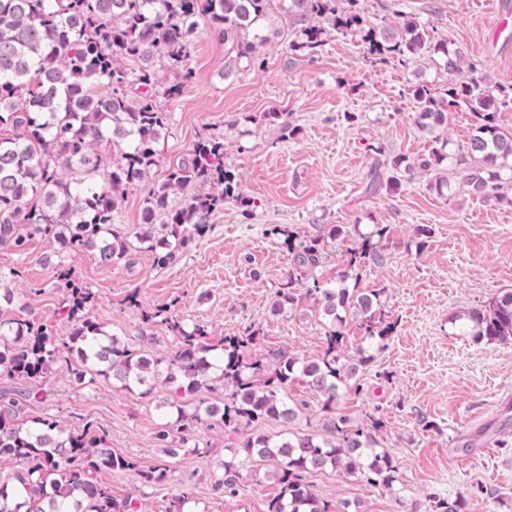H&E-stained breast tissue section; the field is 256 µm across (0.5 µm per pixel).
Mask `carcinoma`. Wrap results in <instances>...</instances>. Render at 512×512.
<instances>
[{
	"mask_svg": "<svg viewBox=\"0 0 512 512\" xmlns=\"http://www.w3.org/2000/svg\"><path fill=\"white\" fill-rule=\"evenodd\" d=\"M280 14L296 34L292 50L315 53L331 30L361 25L359 15L338 6V0H281ZM269 0H0V245L24 252L40 237L69 252L90 251L100 264L117 266L132 251L156 253L165 265L207 231V219L230 201L242 200L241 183L224 168V143L201 137L190 158L171 167L164 183L144 198V224L134 235L112 227L129 187L148 180L156 165V145L168 129L170 114L161 109L152 87L160 59L184 70L190 47L202 26L224 34L228 70L258 59L270 39ZM366 54L377 62L419 54L429 32L405 21L364 34ZM444 57L450 82L444 90L420 84L413 89L418 104L416 123L433 134L428 155L416 163L393 161L394 167L430 171L448 158L468 193L483 201H508L504 184L512 183V132L496 121L502 107L512 106V91L494 89L483 76L463 75L465 56L448 41L435 44ZM138 61L135 80L124 63ZM137 85V96L125 88ZM472 112L473 131L454 154L445 152L450 113ZM101 144L119 148V159L104 169L97 152ZM103 177L99 182L97 177ZM182 192L172 208L169 195ZM344 234L339 226L327 236L288 234L294 269L277 294L274 311L293 308L297 285L320 264L325 238ZM386 228L374 225L371 236L349 250L347 270L336 286L314 278L306 293L331 318L323 351L305 360L286 351L272 360L248 355L256 335L228 336L213 345L205 327H188L159 307L145 320L167 325L177 347L169 357L147 358L93 319L92 293L72 276L67 256L51 264L54 285L64 294L63 311L73 322L69 340L61 341L43 324L28 319H0V379L13 390L34 387L60 358L63 349L78 356L73 373L112 378L116 387L150 395L160 385L181 381V390L196 393L213 381L224 385V404L176 405V431L193 433L213 419L224 431L238 435L232 457L215 486L235 494L244 473L259 462H273L271 476L279 492L268 512H330L307 482V475L327 468L359 477L378 488L399 482L392 457L376 448L369 428L355 426L337 411L343 390L360 391L359 374L372 361L361 346L344 357L346 336L338 329L345 315L359 320L363 339L382 341L394 330L381 310L382 290L351 287L363 267L383 262L379 241ZM378 242H371V238ZM459 328L477 340L512 338V291L488 308L456 318ZM301 377L324 412L310 432H294L292 423L306 404L288 401V383ZM268 419L286 427L278 435L263 431ZM0 461L18 467L16 481L30 497L16 501L14 485L0 478V512H133L130 501L112 498L108 488L90 480L94 471L135 470L133 459L116 454L104 438L85 426L65 429L50 418L26 427L0 413Z\"/></svg>",
	"mask_w": 512,
	"mask_h": 512,
	"instance_id": "cac0c4a2",
	"label": "carcinoma"
}]
</instances>
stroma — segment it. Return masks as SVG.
I'll return each mask as SVG.
<instances>
[{
    "label": "stroma",
    "mask_w": 512,
    "mask_h": 512,
    "mask_svg": "<svg viewBox=\"0 0 512 512\" xmlns=\"http://www.w3.org/2000/svg\"><path fill=\"white\" fill-rule=\"evenodd\" d=\"M355 8L367 28L417 21L431 41L460 48L491 85L512 86V37L494 30L495 10L512 22V0H357ZM278 30L255 64L230 75L224 37L209 28L191 46L190 82L178 69L158 67L156 100L170 126L147 186L127 191L116 230L137 231L148 187L161 185L169 167L205 136L223 141L224 166L240 178L246 201L213 213L207 234L166 265L151 252L132 254L128 266L70 255L75 277L93 294L92 314L149 357L175 348L164 325L142 320L144 311L167 305L186 324L204 325L212 342L253 332L255 357L286 348L314 359L329 324L314 300L302 294L293 310H273L292 269L289 232L313 237L336 224L363 233L385 225L384 261L366 267L359 285L382 289V310L395 330L372 347L362 393L346 394L338 408L353 424L376 425L377 447L393 457L400 481L390 491L331 470L309 481L332 504L347 501L359 512H429L434 499L459 497L465 512H512V339L478 341L454 322L512 291V204L473 198L443 168L392 170L394 158L413 161L431 146L415 123L411 89L423 82L447 87L448 73L432 49L405 63L375 64L361 33L335 32L321 51L298 57L289 47L292 31L284 24ZM179 82L181 94L168 97L166 88ZM278 112L297 127L295 138L283 139ZM373 169L382 185L369 193L365 179ZM441 177L450 186L439 192ZM422 225L429 229L424 238L416 234ZM53 249L42 239L24 254L0 246V271L10 273L13 292L0 318L31 319L64 339L73 324L42 262ZM132 293L134 306L127 300ZM180 399L173 384L144 397L103 376L83 382L61 360L29 398L14 405L0 397V412L28 426L42 418L71 429L92 424L115 453L145 469L166 468L159 484L128 471L93 473V482L117 501H134L137 512H167L183 487L191 494L188 512H267L279 491L271 464L256 465L236 495L216 488L235 443L222 426L202 429L194 445L157 440L171 420L169 403Z\"/></svg>",
    "instance_id": "stroma-1"
}]
</instances>
